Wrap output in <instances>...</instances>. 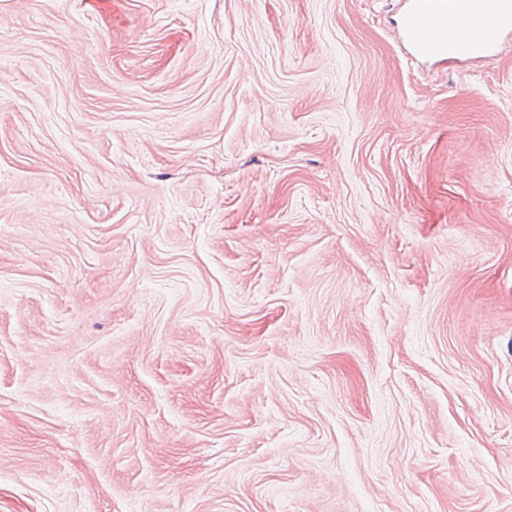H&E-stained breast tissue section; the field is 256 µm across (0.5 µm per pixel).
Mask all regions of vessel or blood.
I'll use <instances>...</instances> for the list:
<instances>
[{
    "instance_id": "1",
    "label": "vessel or blood",
    "mask_w": 512,
    "mask_h": 512,
    "mask_svg": "<svg viewBox=\"0 0 512 512\" xmlns=\"http://www.w3.org/2000/svg\"><path fill=\"white\" fill-rule=\"evenodd\" d=\"M402 28L411 52L424 59L490 57L512 33V0H406Z\"/></svg>"
}]
</instances>
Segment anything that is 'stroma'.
Here are the masks:
<instances>
[{
  "label": "stroma",
  "instance_id": "obj_1",
  "mask_svg": "<svg viewBox=\"0 0 512 512\" xmlns=\"http://www.w3.org/2000/svg\"><path fill=\"white\" fill-rule=\"evenodd\" d=\"M400 0H0V512H512V35ZM404 1L403 39L420 58H488L512 33L511 0Z\"/></svg>",
  "mask_w": 512,
  "mask_h": 512
}]
</instances>
